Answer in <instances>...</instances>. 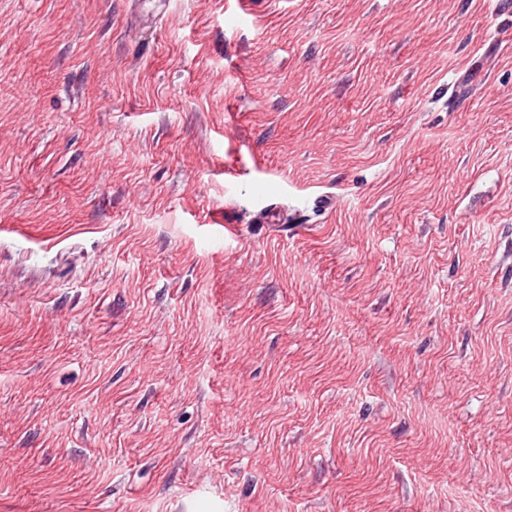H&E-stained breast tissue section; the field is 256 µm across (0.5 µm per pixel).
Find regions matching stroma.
<instances>
[{"instance_id":"35a3bbf8","label":"stroma","mask_w":512,"mask_h":512,"mask_svg":"<svg viewBox=\"0 0 512 512\" xmlns=\"http://www.w3.org/2000/svg\"><path fill=\"white\" fill-rule=\"evenodd\" d=\"M0 512H512V0H0Z\"/></svg>"}]
</instances>
